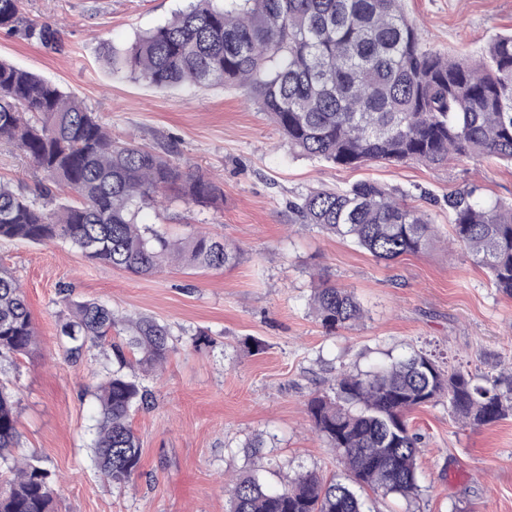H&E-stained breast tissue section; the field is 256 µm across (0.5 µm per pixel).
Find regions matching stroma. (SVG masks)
<instances>
[{"instance_id":"stroma-1","label":"stroma","mask_w":512,"mask_h":512,"mask_svg":"<svg viewBox=\"0 0 512 512\" xmlns=\"http://www.w3.org/2000/svg\"><path fill=\"white\" fill-rule=\"evenodd\" d=\"M189 0H23L32 20L58 25V46L0 31V59L80 100L113 137L167 153L181 171L214 178L221 208L166 191L142 223L184 237L207 225L239 247L218 271L167 267L151 276L91 262L69 242L0 240V265L25 292L38 341L29 354L0 356V384L19 394V448L59 486L54 512H227L224 485L257 469L271 486L305 471L342 477L336 452L313 430L307 401L343 371H369L415 352L441 367L495 377L512 365V298L492 288L466 254L443 246L394 262L347 240L289 221L288 202L310 190L371 180L409 192L448 233L450 192L512 203V167L494 160L373 163L343 168L298 155L267 113L235 88H154L112 69L105 46L121 49L163 24ZM427 47L479 58L512 30V0H404ZM45 174L0 141V180L34 191ZM348 289L362 322L325 331L309 309L318 276ZM96 299L131 317L168 325L173 343L161 375H140L152 394L133 414L142 465L115 487L93 464L96 401L86 386L116 369L110 345L79 362L59 349L63 297ZM423 437L416 495L369 494L365 512H512V416L480 427L438 402L413 410ZM262 438L260 455L248 445Z\"/></svg>"}]
</instances>
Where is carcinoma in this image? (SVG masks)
<instances>
[{
    "label": "carcinoma",
    "instance_id": "1",
    "mask_svg": "<svg viewBox=\"0 0 512 512\" xmlns=\"http://www.w3.org/2000/svg\"><path fill=\"white\" fill-rule=\"evenodd\" d=\"M402 0H192L107 60L159 89L233 85L257 100L301 155L342 167L416 162L442 166L462 158L512 164V33L493 38L484 56L447 58L424 46ZM23 0H0V30L42 45L59 29L23 13ZM0 140L12 142L47 173L30 198L0 182V240L40 244L62 239L86 259L136 276L182 264L222 270L239 250L200 227L172 241L138 222L175 185L187 200L211 206L224 192L212 179L186 174L164 156L121 141L79 101L39 76L0 61ZM474 191L448 195L452 243L484 268L497 292L512 298V204H480ZM293 223L349 240L378 260L416 255L441 242L431 214L405 194L374 181L321 188L289 202ZM65 358L112 342L118 368L94 385L98 403L93 459L99 477L127 485L141 467L129 423L148 393L123 372L131 353L144 373L164 369L170 329L135 319L95 299L65 303ZM312 310L334 331L364 311L346 289L315 290ZM35 329L18 279L0 267V355H24ZM461 423L481 426L512 415V378L442 369L424 353L372 371L342 372L311 398L315 431L338 453L346 482L316 472L280 488L254 471L235 477L228 512H363L361 490L418 491L421 436L408 414L437 401ZM18 400L0 386V460L18 447ZM0 512H53L58 487L33 456L8 467Z\"/></svg>",
    "mask_w": 512,
    "mask_h": 512
}]
</instances>
